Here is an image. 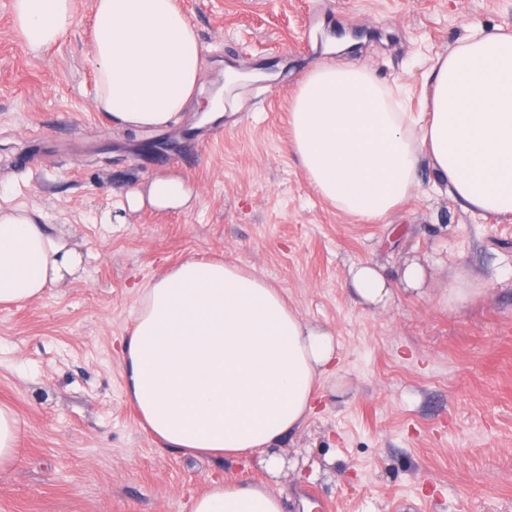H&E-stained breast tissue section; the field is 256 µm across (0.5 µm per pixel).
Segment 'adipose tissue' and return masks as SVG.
I'll return each mask as SVG.
<instances>
[{"mask_svg":"<svg viewBox=\"0 0 512 512\" xmlns=\"http://www.w3.org/2000/svg\"><path fill=\"white\" fill-rule=\"evenodd\" d=\"M21 44L37 55L73 26V0H13ZM98 111L119 128L180 121L196 95L198 37L178 0H95L92 17ZM431 93L418 114L364 66L315 65L289 110L292 146L317 194L366 223L411 196L429 159L465 209L512 216V33L472 26L433 59ZM76 270L64 238L40 212L0 211V304L28 303ZM421 264L398 284L373 265L350 270L358 304L387 308L396 288L422 293ZM336 361L331 333L291 309L268 280L223 261L187 258L143 288L120 366L128 399L168 448L195 456L262 453L271 476L282 439L314 411L318 384ZM192 512H282L267 485L215 481Z\"/></svg>","mask_w":512,"mask_h":512,"instance_id":"adipose-tissue-1","label":"adipose tissue"}]
</instances>
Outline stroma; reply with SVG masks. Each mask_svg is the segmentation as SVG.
<instances>
[{
	"mask_svg": "<svg viewBox=\"0 0 512 512\" xmlns=\"http://www.w3.org/2000/svg\"><path fill=\"white\" fill-rule=\"evenodd\" d=\"M94 4L74 0L72 29L34 56L0 0V210H40L79 255L64 285L0 305V402L22 428L0 512H191L224 479L271 484L284 512H512V218L463 210L424 163L400 208L361 222L309 184L288 122L298 84L328 59L419 98L432 59L471 25L512 32V0H179L203 95L148 131L94 107ZM340 33L352 51L328 54ZM228 68L242 90L202 122ZM171 175L190 201L151 205L150 183ZM190 256L254 270L333 334L336 373L283 439L279 478L255 454L164 447L125 396L115 348L140 290ZM409 258L425 268L423 295L354 304L352 265L394 281ZM460 270L483 294L451 308L441 293Z\"/></svg>",
	"mask_w": 512,
	"mask_h": 512,
	"instance_id": "1",
	"label": "stroma"
}]
</instances>
